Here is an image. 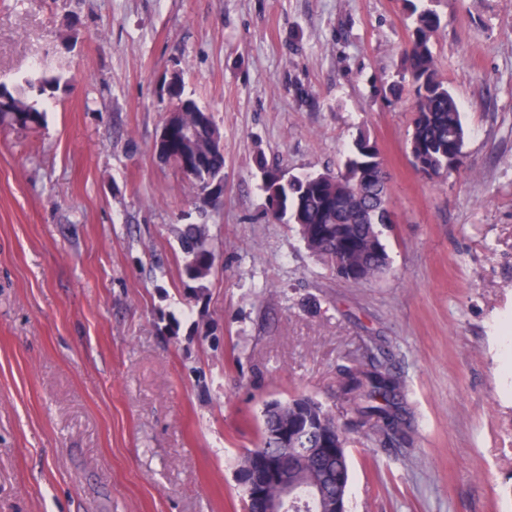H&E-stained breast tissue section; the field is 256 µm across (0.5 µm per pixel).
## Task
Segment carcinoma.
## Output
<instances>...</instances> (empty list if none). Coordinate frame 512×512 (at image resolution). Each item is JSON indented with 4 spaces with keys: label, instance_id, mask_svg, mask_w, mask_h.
I'll use <instances>...</instances> for the list:
<instances>
[{
    "label": "carcinoma",
    "instance_id": "1",
    "mask_svg": "<svg viewBox=\"0 0 512 512\" xmlns=\"http://www.w3.org/2000/svg\"><path fill=\"white\" fill-rule=\"evenodd\" d=\"M413 18V29L404 49L401 79L411 84L415 95L412 132L407 140L410 155L423 156L432 177L441 178L459 168L464 158L466 130L461 107L439 75L431 49L432 38L441 28V17L430 7L434 0L418 5L405 0ZM61 76L49 65L9 84L0 81V125L28 130L44 120L41 97L54 95ZM182 123L194 129L196 145L204 153L202 164L186 177L202 207L222 203L206 196L212 185L224 180V152L210 151L218 126L209 112L190 110ZM158 157L182 168V131L173 129L169 146ZM265 185L271 218L295 226L307 249L337 278L369 282L387 271L389 255L384 235L392 224L388 173L376 140L361 131L353 140L342 168L277 180L268 170ZM184 255L183 273L195 294L206 290L216 253L207 224H184L178 230ZM337 389L350 403L353 422L367 425L381 441L405 439V422L399 406L400 377L374 357L368 363L355 361L338 368ZM349 436L330 409L318 399L298 395L287 401L264 404L259 443L246 449L238 472H243L255 454L274 455L288 446L298 449L288 461V477L299 464L322 482L326 493L346 497L349 478Z\"/></svg>",
    "mask_w": 512,
    "mask_h": 512
}]
</instances>
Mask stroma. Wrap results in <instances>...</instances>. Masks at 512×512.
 I'll return each mask as SVG.
<instances>
[{
  "label": "stroma",
  "mask_w": 512,
  "mask_h": 512,
  "mask_svg": "<svg viewBox=\"0 0 512 512\" xmlns=\"http://www.w3.org/2000/svg\"><path fill=\"white\" fill-rule=\"evenodd\" d=\"M432 50L464 163L429 179L392 96L403 0H0V77L69 81L0 129V512H241L235 462L269 400L349 424L339 366L403 384L399 445L350 434L349 512H512V0H438ZM224 138L200 211L154 151L172 71ZM390 176V267L337 279L271 220L262 166L336 170L358 132ZM217 253L203 296L180 225Z\"/></svg>",
  "instance_id": "stroma-1"
}]
</instances>
